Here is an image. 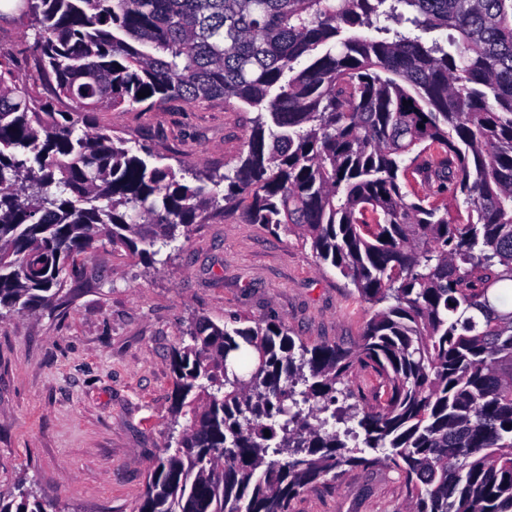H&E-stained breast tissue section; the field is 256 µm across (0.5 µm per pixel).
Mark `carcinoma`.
Masks as SVG:
<instances>
[{
	"label": "carcinoma",
	"instance_id": "carcinoma-1",
	"mask_svg": "<svg viewBox=\"0 0 512 512\" xmlns=\"http://www.w3.org/2000/svg\"><path fill=\"white\" fill-rule=\"evenodd\" d=\"M5 10L32 17L44 73L81 110L33 97L0 49V318L50 307L103 241L159 263L240 195L247 223L296 232L374 307L351 347H298L274 320L191 322L171 356L173 425L190 423L138 512H290L308 486L377 463L367 448L388 450L407 512H512V0ZM155 97L255 109L233 174L188 183L79 130ZM361 371L378 380L372 405L336 388ZM331 419L356 423L353 446ZM0 512L59 510L21 482Z\"/></svg>",
	"mask_w": 512,
	"mask_h": 512
}]
</instances>
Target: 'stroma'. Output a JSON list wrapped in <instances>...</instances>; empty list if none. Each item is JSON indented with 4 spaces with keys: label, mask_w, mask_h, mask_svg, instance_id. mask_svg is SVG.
<instances>
[{
    "label": "stroma",
    "mask_w": 512,
    "mask_h": 512,
    "mask_svg": "<svg viewBox=\"0 0 512 512\" xmlns=\"http://www.w3.org/2000/svg\"><path fill=\"white\" fill-rule=\"evenodd\" d=\"M34 34L29 16L0 14V47L14 53L23 84L72 111L38 65ZM254 116L220 99H168L103 107L89 120L156 164L222 175L245 152ZM247 203L239 196L209 211L152 267L101 244L52 307L0 319V490L23 480L61 512H137L173 424L170 354L197 317L274 320L308 347L359 339L371 305L297 234L246 223ZM405 506L400 475L383 460L305 488L291 512Z\"/></svg>",
    "instance_id": "35a3bbf8"
}]
</instances>
